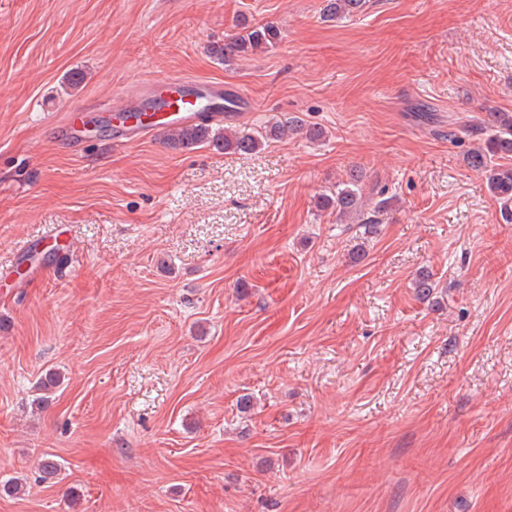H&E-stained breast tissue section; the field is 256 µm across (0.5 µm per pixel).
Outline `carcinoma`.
Returning <instances> with one entry per match:
<instances>
[{"mask_svg": "<svg viewBox=\"0 0 512 512\" xmlns=\"http://www.w3.org/2000/svg\"><path fill=\"white\" fill-rule=\"evenodd\" d=\"M369 0H325L323 17L342 19L364 11ZM281 38L278 27L272 24L246 23L241 31L224 42L216 50L218 59L230 62L236 57H243L263 52L274 47ZM487 138L484 144L472 148L467 155V165L484 174L488 189L504 206V211L512 217V167L500 165L493 161L497 155L512 156V117L502 112H489L484 120ZM302 134L311 142L325 137V132L315 126H307L302 119L273 120L268 122L264 130H233L214 129L208 123L184 129H173L168 133L167 140L175 147L192 150L202 144L213 143L224 147V151L240 155H251L262 149L271 140L283 139L289 135ZM375 202L374 207L367 211L362 201V174L354 170L347 181L336 184V190L323 193L317 197L316 206L321 211L336 214V221L341 224L359 222L374 229L377 221L375 214L391 206L393 198L384 196ZM417 295L428 298L434 293L435 282L430 275L422 273L413 282ZM63 384L62 375L48 372L37 382L41 395L34 400L38 409L46 408L55 395L56 389ZM39 479L43 482L56 478L60 464L52 458H43L38 466Z\"/></svg>", "mask_w": 512, "mask_h": 512, "instance_id": "obj_1", "label": "carcinoma"}]
</instances>
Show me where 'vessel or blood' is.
Here are the masks:
<instances>
[{
    "instance_id": "obj_1",
    "label": "vessel or blood",
    "mask_w": 512,
    "mask_h": 512,
    "mask_svg": "<svg viewBox=\"0 0 512 512\" xmlns=\"http://www.w3.org/2000/svg\"><path fill=\"white\" fill-rule=\"evenodd\" d=\"M223 107V83L190 79L157 83L149 98L116 102L109 110L119 117L113 130L116 142L128 144L166 129L194 126L205 110L210 112L212 121H221ZM145 109L158 111V118L149 122L128 121V113Z\"/></svg>"
}]
</instances>
